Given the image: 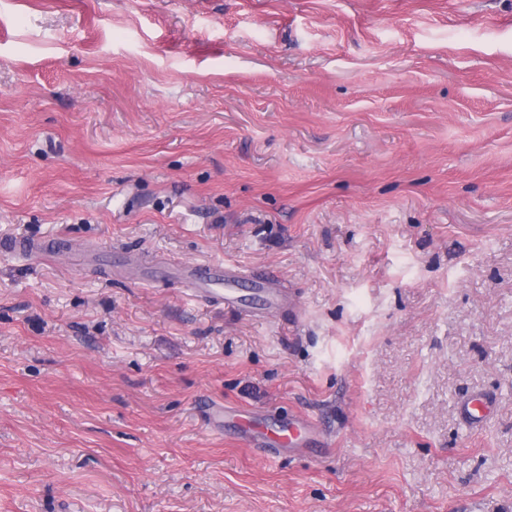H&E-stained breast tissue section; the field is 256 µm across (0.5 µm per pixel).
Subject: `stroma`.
I'll return each instance as SVG.
<instances>
[{"mask_svg": "<svg viewBox=\"0 0 512 512\" xmlns=\"http://www.w3.org/2000/svg\"><path fill=\"white\" fill-rule=\"evenodd\" d=\"M2 236L0 512H512V0H0ZM183 274L189 280L196 295L209 297L219 302L224 300L232 305L238 303V297L233 296L234 283L238 277L233 268L213 263L194 264L185 267ZM222 284H224V289L217 288ZM491 412V403L484 396L473 397L461 404L460 413L463 419L475 425ZM312 428L313 425L309 420L302 419L297 421L295 427L288 429V431H274V437L265 434V437L257 444L269 446V448H298L304 444L306 435Z\"/></svg>", "mask_w": 512, "mask_h": 512, "instance_id": "1", "label": "stroma"}]
</instances>
